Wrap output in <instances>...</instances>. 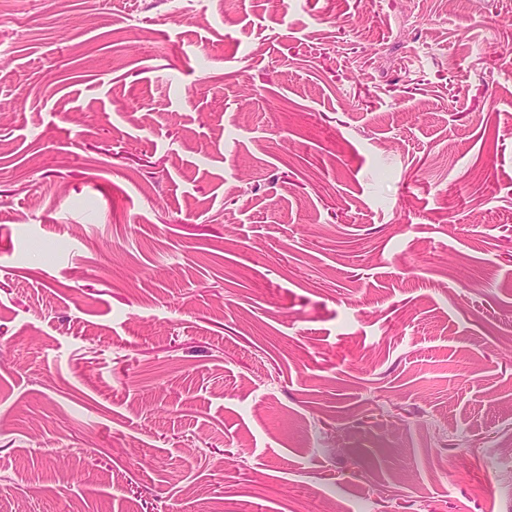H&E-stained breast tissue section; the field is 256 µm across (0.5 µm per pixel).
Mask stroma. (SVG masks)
I'll return each instance as SVG.
<instances>
[{"label":"stroma","mask_w":512,"mask_h":512,"mask_svg":"<svg viewBox=\"0 0 512 512\" xmlns=\"http://www.w3.org/2000/svg\"><path fill=\"white\" fill-rule=\"evenodd\" d=\"M512 512V0H0V512Z\"/></svg>","instance_id":"stroma-1"}]
</instances>
